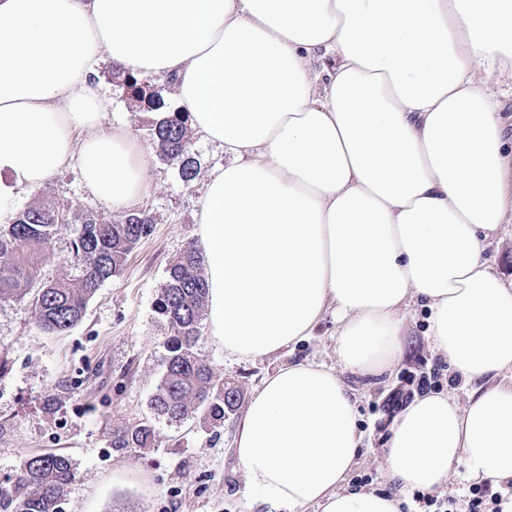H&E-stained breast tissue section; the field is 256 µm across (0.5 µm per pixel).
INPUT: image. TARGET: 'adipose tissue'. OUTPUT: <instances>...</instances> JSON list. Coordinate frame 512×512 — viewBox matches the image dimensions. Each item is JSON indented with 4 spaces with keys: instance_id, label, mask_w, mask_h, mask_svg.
Wrapping results in <instances>:
<instances>
[{
    "instance_id": "1",
    "label": "adipose tissue",
    "mask_w": 512,
    "mask_h": 512,
    "mask_svg": "<svg viewBox=\"0 0 512 512\" xmlns=\"http://www.w3.org/2000/svg\"><path fill=\"white\" fill-rule=\"evenodd\" d=\"M169 78L192 127L231 160L201 201L208 324L253 360L327 313L349 371L381 374L405 313L473 383L466 405L415 397L393 420L396 495L344 488L362 445L352 391L297 363L249 402L234 448L276 512H401L400 491L512 480V280L485 256L512 224V0H0V223L20 189L73 165L122 210L150 187L108 123L104 62Z\"/></svg>"
}]
</instances>
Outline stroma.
Segmentation results:
<instances>
[{
    "instance_id": "stroma-1",
    "label": "stroma",
    "mask_w": 512,
    "mask_h": 512,
    "mask_svg": "<svg viewBox=\"0 0 512 512\" xmlns=\"http://www.w3.org/2000/svg\"><path fill=\"white\" fill-rule=\"evenodd\" d=\"M113 72L109 63L99 70L112 97L109 120L128 129L144 151L151 186L133 208L151 217L154 230L128 255L121 273L90 299L83 321L65 333L43 332L30 298L0 303V485L12 479L22 458L56 452L74 466L62 495L63 512H270L248 492L235 455L241 412L214 427L199 416L171 423L150 409L169 334L155 300L169 264L200 244V202L210 172L222 167L225 157L218 145L193 134L198 172L192 184H184L177 166L159 155L150 137L149 113L131 100ZM42 202L71 207L54 248L42 258V275L49 279L74 274L70 243L86 214L105 212L115 223L126 218L90 196L74 167L59 170L38 188L21 190L16 208ZM335 331L333 318L325 317L314 336L252 361L225 355L207 333L198 350L217 378L240 389L246 403L284 366L314 361L335 369L358 398V425L365 436L346 486L358 489L365 477L369 489L392 492L385 477L389 396L410 375L435 370L439 391L459 404H466L471 386L456 382V370L433 352L423 310L407 314L402 357L380 376L354 375L340 366ZM144 420L154 427L151 447H113L115 433Z\"/></svg>"
}]
</instances>
